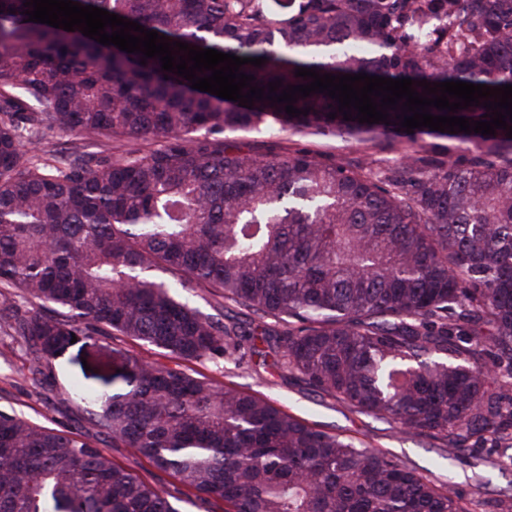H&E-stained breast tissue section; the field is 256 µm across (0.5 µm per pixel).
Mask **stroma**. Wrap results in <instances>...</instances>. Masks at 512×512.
<instances>
[{
  "mask_svg": "<svg viewBox=\"0 0 512 512\" xmlns=\"http://www.w3.org/2000/svg\"><path fill=\"white\" fill-rule=\"evenodd\" d=\"M235 140L258 155L305 149L319 159L366 160L369 145L353 139L294 135L277 129L238 132ZM112 343L101 337L83 340L67 348L53 362L55 388L47 392L31 381L33 355L22 340L0 329V410L16 413L32 422L61 430L81 429L93 434L85 412L68 406L66 399L75 382L104 389L99 367L111 362ZM217 381L236 384L270 397L288 413L320 429L347 435L364 446L390 452L414 466L426 479L447 483L459 493L465 512H506L512 505V447L502 442L474 445L449 458L441 457L428 441L391 428L383 421L356 414L344 404L312 391L294 376L269 365L244 372L226 363L215 372Z\"/></svg>",
  "mask_w": 512,
  "mask_h": 512,
  "instance_id": "35a3bbf8",
  "label": "stroma"
}]
</instances>
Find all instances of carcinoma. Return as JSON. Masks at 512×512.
Returning a JSON list of instances; mask_svg holds the SVG:
<instances>
[{
  "label": "carcinoma",
  "instance_id": "obj_1",
  "mask_svg": "<svg viewBox=\"0 0 512 512\" xmlns=\"http://www.w3.org/2000/svg\"><path fill=\"white\" fill-rule=\"evenodd\" d=\"M0 0V328L52 360L92 336L151 347L121 392L73 388L112 450L132 448L205 512H465L390 454L189 364L251 357L355 413L441 442L512 441V138L346 121L323 93L252 108L159 58L28 22ZM241 58L258 86L319 74L512 85V0H73ZM336 117L331 119L329 114ZM278 128L400 154L259 157ZM75 136L46 149V133ZM103 136L111 159L89 151ZM467 145L461 161L422 137ZM140 140H153L144 151ZM22 292L28 308L11 298ZM202 294L210 311L179 289ZM266 349H260L257 343ZM0 512H178L80 430L0 411Z\"/></svg>",
  "mask_w": 512,
  "mask_h": 512
}]
</instances>
